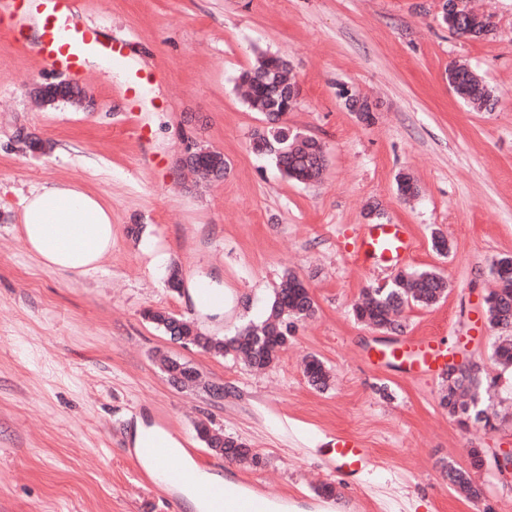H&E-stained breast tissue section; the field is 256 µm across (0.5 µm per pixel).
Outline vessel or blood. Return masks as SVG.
Segmentation results:
<instances>
[{"label": "vessel or blood", "instance_id": "vessel-or-blood-1", "mask_svg": "<svg viewBox=\"0 0 512 512\" xmlns=\"http://www.w3.org/2000/svg\"><path fill=\"white\" fill-rule=\"evenodd\" d=\"M29 12L41 18L42 35L37 51L53 68L71 76L79 75L91 54L110 58L118 68L127 64V44L105 37L96 25L83 21L76 0H0V21ZM409 247L404 225L373 224L361 237L358 249L372 258L393 261L402 259ZM450 357L439 336L408 339L376 349L372 354L375 362L396 365L410 377L438 373ZM137 455L151 459L169 487H197L209 505L207 512H287L299 503L298 498L273 492L261 483L245 482L230 487L201 482L196 468L158 441L139 448ZM330 455L333 469L351 478L361 476L372 464L369 449L346 433L333 435Z\"/></svg>", "mask_w": 512, "mask_h": 512}]
</instances>
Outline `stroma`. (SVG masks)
Returning <instances> with one entry per match:
<instances>
[{"label": "stroma", "instance_id": "35a3bbf8", "mask_svg": "<svg viewBox=\"0 0 512 512\" xmlns=\"http://www.w3.org/2000/svg\"><path fill=\"white\" fill-rule=\"evenodd\" d=\"M442 0H80L85 20L131 45L127 68L100 63L76 82L89 103L39 105L33 83L60 75L35 49L0 31V512H173L167 489L137 475L129 443L143 419L192 449L207 469L231 463L199 441L212 423L259 453L242 477L316 498L319 471L336 492L359 497L362 512H512V489L471 466V451L512 449V374L492 358L484 297L492 264L512 257V0H493L494 32L453 33ZM283 56L299 88L294 130L321 141L320 181L284 178L251 144L263 129L237 86L259 53ZM468 63L493 90L477 112L448 85ZM149 73L139 102L125 89ZM367 96L375 119L350 112L343 91ZM33 134L45 153L26 148ZM224 155L222 180L181 165L185 143ZM419 191L403 198L398 173ZM75 181L112 210V252L101 268L71 278L45 267L22 237L24 196L50 181ZM404 224L408 258L382 264L356 242L371 224ZM140 226V237L129 229ZM450 250L439 254L433 233ZM177 264L184 280L223 291L224 308L203 312L188 292L165 285ZM436 269L447 294L409 305L399 331L353 317L363 289L401 269ZM302 279L314 317L292 321L271 367L183 348L149 322L146 310L194 319L208 336H232L259 319L285 274ZM483 335L462 348L494 381L506 408L495 429L460 427L441 404L444 375L412 379L374 365L373 349L414 336L456 340L474 322ZM190 364L221 398L178 389L162 357ZM321 359L326 389L313 388L304 360ZM357 436L372 465L355 485L328 469L330 436ZM468 470L482 494L451 487L446 465Z\"/></svg>", "mask_w": 512, "mask_h": 512}]
</instances>
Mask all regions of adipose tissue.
<instances>
[{"mask_svg": "<svg viewBox=\"0 0 512 512\" xmlns=\"http://www.w3.org/2000/svg\"><path fill=\"white\" fill-rule=\"evenodd\" d=\"M21 232L43 265L80 277L112 251V211L102 197L71 182L42 186L21 203Z\"/></svg>", "mask_w": 512, "mask_h": 512, "instance_id": "ef3b65f1", "label": "adipose tissue"}]
</instances>
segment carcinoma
<instances>
[{
  "label": "carcinoma",
  "instance_id": "obj_1",
  "mask_svg": "<svg viewBox=\"0 0 512 512\" xmlns=\"http://www.w3.org/2000/svg\"><path fill=\"white\" fill-rule=\"evenodd\" d=\"M462 7L456 13L441 12V22L457 33L468 29L469 38L483 39L493 33L495 25L492 16L478 13L461 0ZM295 82L290 77L288 61L273 54L258 56L252 68L240 76V87L244 89V102L254 112H263L275 106L277 84ZM448 85L454 93L470 108L476 111L491 110L496 104L492 89L484 80L465 64H455L448 69ZM297 131H288L284 126L273 125L255 133V138L272 144L267 151L280 173L295 181L309 176L317 177L326 168V152L320 141L307 136L301 142L296 140ZM497 276V290L491 292L488 307L485 308L489 325L497 330L499 336L494 345L492 357L504 369L512 370V259L502 258ZM396 283L384 292L368 288L362 298L354 305L353 313L357 321L377 329L399 328L396 323L397 312L406 304L414 302L420 305H434L446 294L448 283L444 276L433 270H407L399 272ZM316 313V304L309 295L304 281L295 275H289L282 283L268 305L264 317L257 323L246 326L237 335L219 338L197 335L199 349L218 356L232 355L247 363L249 367L261 370L270 366L278 353L286 346L288 339V320L306 319ZM145 318L157 325L162 331L173 336L176 330L184 336L194 335L196 326L184 317H178L165 311L148 310ZM308 382L319 389L328 386L330 374L324 363L315 356L310 357L304 367ZM484 386L479 370L464 379L453 378L448 381L442 403L448 407V414L459 425L465 420L474 419L483 423L486 430L496 428L487 415L484 404ZM224 446L213 449L224 458L259 467L263 460L242 440L223 436ZM448 484L457 490L478 498L481 490L472 485L469 473L465 470L448 467L445 470Z\"/></svg>",
  "mask_w": 512,
  "mask_h": 512
}]
</instances>
